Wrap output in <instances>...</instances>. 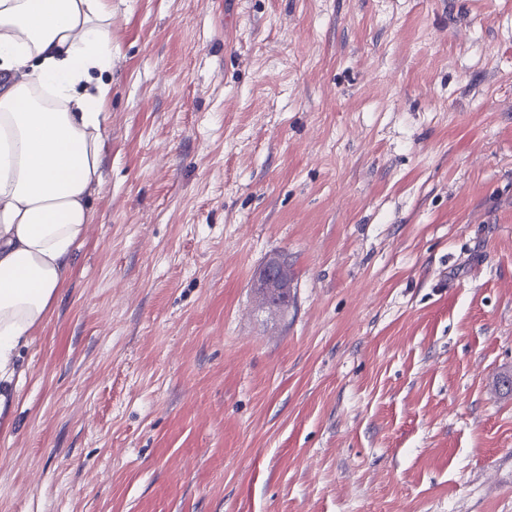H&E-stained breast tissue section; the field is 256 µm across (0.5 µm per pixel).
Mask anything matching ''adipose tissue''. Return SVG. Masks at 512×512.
<instances>
[{"label": "adipose tissue", "instance_id": "obj_1", "mask_svg": "<svg viewBox=\"0 0 512 512\" xmlns=\"http://www.w3.org/2000/svg\"><path fill=\"white\" fill-rule=\"evenodd\" d=\"M109 0H0V417L14 356L74 273L103 183Z\"/></svg>", "mask_w": 512, "mask_h": 512}]
</instances>
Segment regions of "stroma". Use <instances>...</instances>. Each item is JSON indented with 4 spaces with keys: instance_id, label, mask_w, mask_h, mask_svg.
I'll use <instances>...</instances> for the list:
<instances>
[{
    "instance_id": "obj_1",
    "label": "stroma",
    "mask_w": 512,
    "mask_h": 512,
    "mask_svg": "<svg viewBox=\"0 0 512 512\" xmlns=\"http://www.w3.org/2000/svg\"><path fill=\"white\" fill-rule=\"evenodd\" d=\"M102 80L0 512H512V0H112ZM292 283L291 264L288 252L272 256L253 283L260 305L273 313H285L288 301L283 295L288 293Z\"/></svg>"
}]
</instances>
